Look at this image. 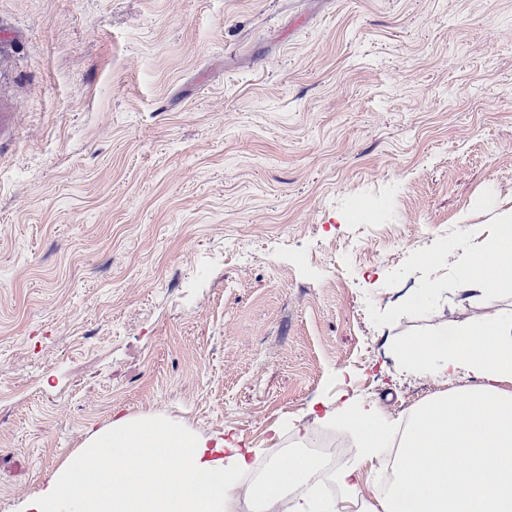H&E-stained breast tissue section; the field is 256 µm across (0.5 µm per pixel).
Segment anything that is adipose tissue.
Wrapping results in <instances>:
<instances>
[{
    "label": "adipose tissue",
    "mask_w": 512,
    "mask_h": 512,
    "mask_svg": "<svg viewBox=\"0 0 512 512\" xmlns=\"http://www.w3.org/2000/svg\"><path fill=\"white\" fill-rule=\"evenodd\" d=\"M465 277L487 295L512 296V209L470 253ZM407 371L429 373L447 392L415 407L409 424L381 416L375 403L342 404L316 414L318 426L358 432L353 464L324 470L308 457L271 460L248 488L253 512L289 495L290 512H512V313L491 315L454 342L403 343ZM469 379L458 389L454 383ZM223 439L173 422L113 419L60 467L22 512H231L232 492L253 469L243 452L224 454ZM396 448L394 482L362 503L366 473ZM332 483L336 495L321 494Z\"/></svg>",
    "instance_id": "1"
}]
</instances>
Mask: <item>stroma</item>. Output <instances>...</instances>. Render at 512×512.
<instances>
[{
    "instance_id": "1",
    "label": "stroma",
    "mask_w": 512,
    "mask_h": 512,
    "mask_svg": "<svg viewBox=\"0 0 512 512\" xmlns=\"http://www.w3.org/2000/svg\"><path fill=\"white\" fill-rule=\"evenodd\" d=\"M0 512L114 415L287 448L400 418L512 297V0H0ZM464 276L484 294L512 296V209L498 214L495 232L469 254Z\"/></svg>"
}]
</instances>
